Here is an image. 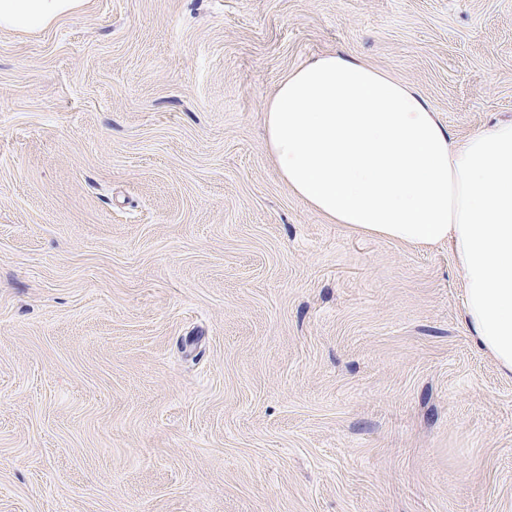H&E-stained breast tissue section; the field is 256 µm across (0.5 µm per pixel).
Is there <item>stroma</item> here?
Masks as SVG:
<instances>
[{
  "label": "stroma",
  "instance_id": "stroma-1",
  "mask_svg": "<svg viewBox=\"0 0 512 512\" xmlns=\"http://www.w3.org/2000/svg\"><path fill=\"white\" fill-rule=\"evenodd\" d=\"M348 53L454 139L512 0H84L0 31V512H512V379L447 246L281 180L266 102Z\"/></svg>",
  "mask_w": 512,
  "mask_h": 512
}]
</instances>
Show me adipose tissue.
<instances>
[{
    "label": "adipose tissue",
    "instance_id": "adipose-tissue-1",
    "mask_svg": "<svg viewBox=\"0 0 512 512\" xmlns=\"http://www.w3.org/2000/svg\"><path fill=\"white\" fill-rule=\"evenodd\" d=\"M82 3L0 0V30L40 31ZM264 122L281 179L331 223L448 244L472 336L512 374V122L453 140L417 91L341 53L289 73Z\"/></svg>",
    "mask_w": 512,
    "mask_h": 512
}]
</instances>
